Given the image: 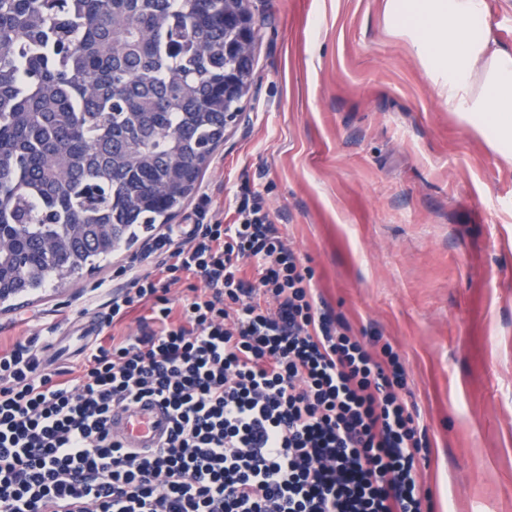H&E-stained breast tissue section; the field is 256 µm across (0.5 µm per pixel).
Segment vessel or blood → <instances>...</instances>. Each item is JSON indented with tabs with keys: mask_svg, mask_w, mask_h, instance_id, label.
Segmentation results:
<instances>
[{
	"mask_svg": "<svg viewBox=\"0 0 512 512\" xmlns=\"http://www.w3.org/2000/svg\"><path fill=\"white\" fill-rule=\"evenodd\" d=\"M170 427L169 412L159 401L145 399L116 408L112 413V436L133 452L158 447Z\"/></svg>",
	"mask_w": 512,
	"mask_h": 512,
	"instance_id": "obj_1",
	"label": "vessel or blood"
}]
</instances>
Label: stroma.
Wrapping results in <instances>:
<instances>
[{
	"mask_svg": "<svg viewBox=\"0 0 512 512\" xmlns=\"http://www.w3.org/2000/svg\"><path fill=\"white\" fill-rule=\"evenodd\" d=\"M248 6L250 90L176 223L261 192L322 298L402 356L431 512H512V164L449 113L384 0ZM131 254L0 305V343L70 331Z\"/></svg>",
	"mask_w": 512,
	"mask_h": 512,
	"instance_id": "35a3bbf8",
	"label": "stroma"
}]
</instances>
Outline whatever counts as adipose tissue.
I'll return each mask as SVG.
<instances>
[{"mask_svg":"<svg viewBox=\"0 0 512 512\" xmlns=\"http://www.w3.org/2000/svg\"><path fill=\"white\" fill-rule=\"evenodd\" d=\"M384 18L448 110L512 163V50L497 40L486 0H385Z\"/></svg>","mask_w":512,"mask_h":512,"instance_id":"obj_1","label":"adipose tissue"}]
</instances>
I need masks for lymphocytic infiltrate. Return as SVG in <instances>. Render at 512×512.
Returning <instances> with one entry per match:
<instances>
[{
  "mask_svg": "<svg viewBox=\"0 0 512 512\" xmlns=\"http://www.w3.org/2000/svg\"><path fill=\"white\" fill-rule=\"evenodd\" d=\"M233 208L147 237L78 366L0 349V512H428L400 355L325 304L259 192ZM146 396L171 430L130 454L112 410Z\"/></svg>",
  "mask_w": 512,
  "mask_h": 512,
  "instance_id": "obj_1",
  "label": "lymphocytic infiltrate"
}]
</instances>
